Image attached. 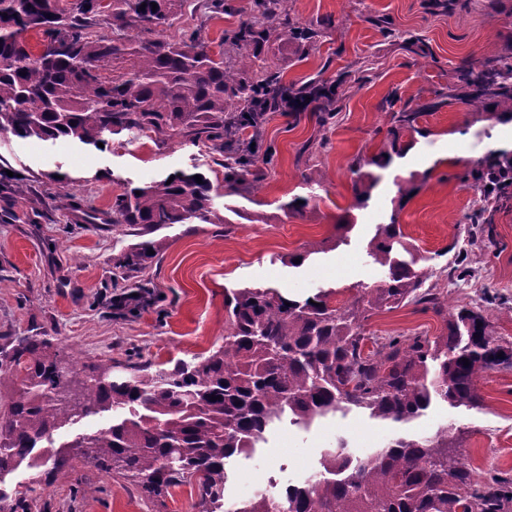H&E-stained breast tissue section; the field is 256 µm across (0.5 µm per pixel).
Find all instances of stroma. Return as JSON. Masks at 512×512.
Instances as JSON below:
<instances>
[{
	"label": "stroma",
	"instance_id": "1",
	"mask_svg": "<svg viewBox=\"0 0 512 512\" xmlns=\"http://www.w3.org/2000/svg\"><path fill=\"white\" fill-rule=\"evenodd\" d=\"M472 0L469 9L448 14L428 0H286L290 15L305 25H322L316 43L304 56L276 38L258 53L265 67L281 72L293 89L317 77L341 79L339 112L331 126L320 127L311 112L292 119L271 112L262 127V146L271 151L262 163L263 180L248 182L245 217L229 224H177L162 229L166 248L144 274L149 293L144 306L120 316L110 305L126 281L115 263L136 238L122 224L87 223L81 211L51 204L62 190L84 207L107 214L124 183L141 185L177 171L196 172L212 184L216 209L224 207V169L211 149L171 141L160 143L150 132L108 136L95 148L70 140L21 139L0 131V176L13 172L10 190L0 192V336H20L38 328L66 356L80 352L85 362L133 361L150 371L172 368L208 355L222 345L228 327L224 296L236 288H278L306 297L324 287L335 290L337 303L354 297L357 284H380L383 269L367 255L377 224L396 218L409 242L424 255L428 285L443 289L451 306H483L495 336L512 343V198L501 201L484 233L469 221L482 201L481 192L460 177L488 151L512 144V125L481 118L463 104L427 112L406 155L393 157L379 172L366 207L354 205L353 174L357 157L376 153L389 127L388 115L425 103L448 85L463 59L501 52L512 38V0L497 10ZM252 0H226L224 14L211 20L183 15L166 28L169 36L198 32L219 44L224 33L252 17ZM389 19L392 35L372 25ZM430 49L416 55L406 39ZM374 67L361 71L363 61ZM361 82H353L356 72ZM326 136L327 149L302 153L309 139ZM318 171L320 184L307 185L303 174ZM417 187L401 198L398 187ZM309 196L314 207L305 217L280 213L294 196ZM270 215L267 224L255 214ZM352 223L346 244L321 250L335 240L337 218ZM467 249L472 273L448 279L444 268L451 253ZM305 254L301 266L289 260ZM445 329L442 316L408 304L374 314L364 324L369 336H436ZM480 407L469 409L435 402L411 423L410 433L432 438L449 429L456 454L475 482L494 474L512 476V368L480 378ZM397 430L363 413L328 417L303 430L282 423L262 448L226 463L231 475L226 494L247 499L270 490L316 478L322 450L346 441L354 455L387 445ZM77 470L101 485L84 497L65 478L46 482L39 468L21 464L7 475L10 490L37 502L33 512H148L138 490L112 480L94 467Z\"/></svg>",
	"mask_w": 512,
	"mask_h": 512
}]
</instances>
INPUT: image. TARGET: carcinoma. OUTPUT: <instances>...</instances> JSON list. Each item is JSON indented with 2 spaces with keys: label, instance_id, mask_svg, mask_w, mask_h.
Wrapping results in <instances>:
<instances>
[{
  "label": "carcinoma",
  "instance_id": "carcinoma-1",
  "mask_svg": "<svg viewBox=\"0 0 512 512\" xmlns=\"http://www.w3.org/2000/svg\"><path fill=\"white\" fill-rule=\"evenodd\" d=\"M158 4L152 8V4ZM195 0H0V130L19 138L73 140L98 146L105 134L150 131L161 141L177 138L219 153L224 197L240 195L255 169L257 152L233 148L234 137L258 127L272 105L300 117L315 103L318 124L338 112L336 84L320 78L285 90L279 75L248 55L229 49L257 44L271 33L300 51L321 35L287 16L284 0H253L254 21L239 26L214 51L195 32L166 37L165 26ZM108 28L112 36L98 34ZM47 37L35 54L23 35ZM122 71L106 78L108 64ZM455 104L512 122V47L480 60H465L454 81L434 98L390 113L391 127L379 152L352 172L355 206L364 205L378 178L364 165L387 166L403 155L400 133L424 131V112ZM485 201L512 194V150H494L464 175ZM211 184L183 172L143 186L126 184L112 198V223L128 224L140 241L120 255L125 278L146 269L164 240L154 234L173 224H229L213 208ZM369 257L386 271L383 284L361 286L348 305L331 304L330 292L304 299L272 288L245 287L224 298L229 315L224 344L194 363L179 362L154 375L110 358L85 365L52 351L40 333L6 336L0 344V482L52 433L80 418L112 414V424L43 456L52 479L69 477L80 458L115 481L135 484L156 505L169 489L197 487L198 512H512V479L493 475L478 484L456 458L448 431L432 439L406 433L436 400L453 407L480 404L476 381L501 366L512 367V347L496 339L485 315L446 309L439 293L415 270L396 215L376 225ZM146 291L138 280L112 299L122 309ZM414 303L445 316L438 336L364 335L374 312ZM468 359L464 365L462 359ZM216 399H211V396ZM353 410L393 425L400 435L384 448L354 459L344 443L320 459L319 477L261 492L229 509L226 460L250 455L266 432L288 418L309 427L316 419ZM8 512H32L34 500L0 490Z\"/></svg>",
  "mask_w": 512,
  "mask_h": 512
}]
</instances>
